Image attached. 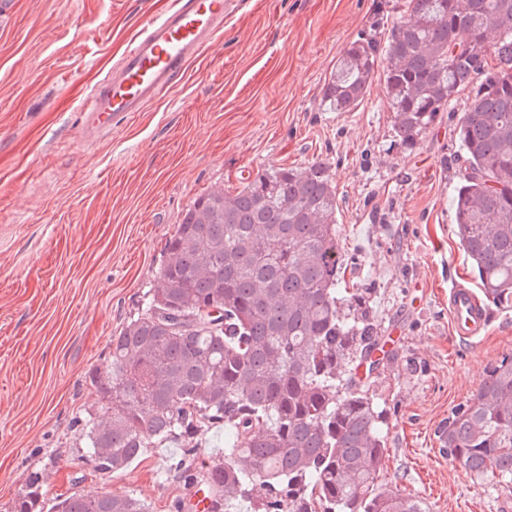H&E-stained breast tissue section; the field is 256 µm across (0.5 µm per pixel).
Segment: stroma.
Listing matches in <instances>:
<instances>
[{"label":"stroma","instance_id":"obj_1","mask_svg":"<svg viewBox=\"0 0 512 512\" xmlns=\"http://www.w3.org/2000/svg\"><path fill=\"white\" fill-rule=\"evenodd\" d=\"M170 3L14 0L0 21V512L34 470L48 499L129 492L174 512L187 491L166 473L175 449L109 477L83 456L77 421L97 406L86 374L144 307L196 197L317 161L340 199L345 281L369 290L390 354L369 380L386 423L381 483L430 512H512V487L443 457L436 435L512 354V307L487 303L477 340L450 333L449 288H479L452 210L468 94L403 149L382 72L353 111L322 96L381 0H245L178 84L86 146L83 98Z\"/></svg>","mask_w":512,"mask_h":512}]
</instances>
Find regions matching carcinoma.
Segmentation results:
<instances>
[{
	"instance_id": "obj_1",
	"label": "carcinoma",
	"mask_w": 512,
	"mask_h": 512,
	"mask_svg": "<svg viewBox=\"0 0 512 512\" xmlns=\"http://www.w3.org/2000/svg\"><path fill=\"white\" fill-rule=\"evenodd\" d=\"M386 40H352L323 97L363 98L378 63L395 142L414 149L467 90L459 129L467 168L453 198L456 235L484 296L512 307V0H406ZM339 197L326 163L257 171L232 193L197 198L166 243L145 308L86 376L98 409L82 419L102 476L145 448H179L173 477L229 512H428L379 484L382 414L358 369L379 350L367 292L340 287ZM224 427V450L198 469L195 440ZM474 476L512 482V355L437 431ZM31 473L13 512H149L130 493L46 499Z\"/></svg>"
}]
</instances>
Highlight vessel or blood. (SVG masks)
<instances>
[{
	"label": "vessel or blood",
	"mask_w": 512,
	"mask_h": 512,
	"mask_svg": "<svg viewBox=\"0 0 512 512\" xmlns=\"http://www.w3.org/2000/svg\"><path fill=\"white\" fill-rule=\"evenodd\" d=\"M239 0H174L144 31L82 102L84 130L95 137L129 115L143 111L170 89L188 64L224 30ZM453 336L471 339L485 329L487 315L472 290L451 289L448 296Z\"/></svg>",
	"instance_id": "1"
}]
</instances>
